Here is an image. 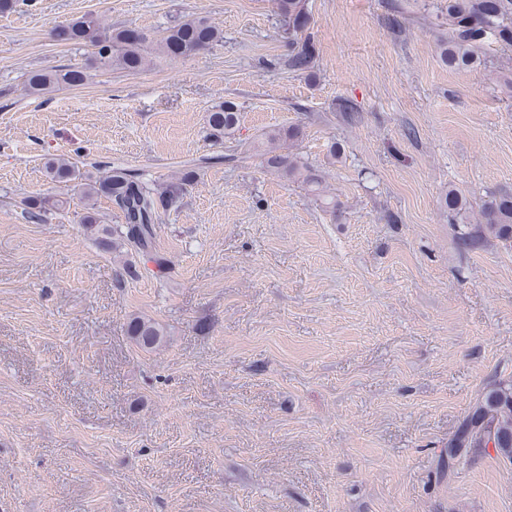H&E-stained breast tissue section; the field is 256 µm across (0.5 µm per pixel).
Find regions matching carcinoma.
I'll list each match as a JSON object with an SVG mask.
<instances>
[{
	"instance_id": "obj_1",
	"label": "carcinoma",
	"mask_w": 512,
	"mask_h": 512,
	"mask_svg": "<svg viewBox=\"0 0 512 512\" xmlns=\"http://www.w3.org/2000/svg\"><path fill=\"white\" fill-rule=\"evenodd\" d=\"M308 4L309 0H273L288 31L286 65L302 74L311 72L317 56ZM440 12L448 20V40L441 44V53L453 68L467 69L484 63L480 51L490 41L505 48L512 46V0H446ZM55 38L91 46L94 64L99 68L134 71L159 55L174 60L207 52L222 42L224 35L203 17L180 19L166 27L160 38L152 39L139 28H112L93 16H85L58 27ZM87 79V71L78 67L33 71L27 88L33 94H45L59 86L81 85ZM238 124V104L230 99L213 104L207 111V130L217 141L232 138ZM302 137L299 126L271 129L261 134L257 151L266 171L304 182L324 208L334 213L336 201L325 194L322 175L293 152L294 143ZM47 169L55 181H82L88 201L84 230L100 250L120 259V275L138 277L140 258L154 262L157 274L165 275V259L155 253L156 224L178 206L195 184L199 167L184 166L159 184L143 173L123 168L85 174L61 157L51 159ZM98 196L112 200L123 214V223H101L94 207ZM65 204L62 199L44 195L28 196L22 201L28 218L42 222ZM442 205L455 223L456 237L463 249H476L491 239L512 248V193H492L477 209L469 211L466 202L450 189ZM127 333L141 347L152 349L163 342L166 329L152 319L133 316L127 323ZM490 447L512 461V380L499 381L482 393L448 440L442 452V467L451 471L471 454Z\"/></svg>"
}]
</instances>
